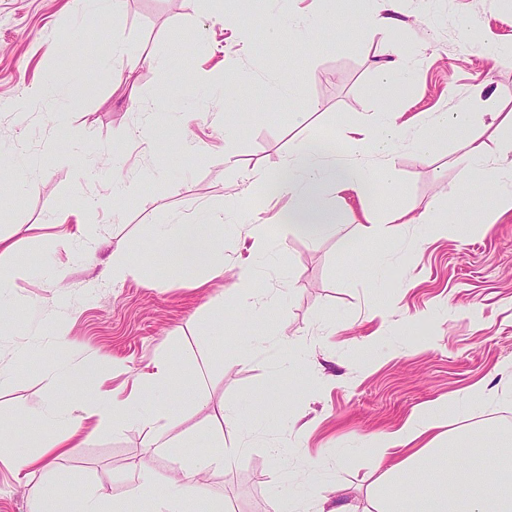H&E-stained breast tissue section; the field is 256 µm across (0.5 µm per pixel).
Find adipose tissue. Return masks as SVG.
Listing matches in <instances>:
<instances>
[{
    "instance_id": "1",
    "label": "adipose tissue",
    "mask_w": 512,
    "mask_h": 512,
    "mask_svg": "<svg viewBox=\"0 0 512 512\" xmlns=\"http://www.w3.org/2000/svg\"><path fill=\"white\" fill-rule=\"evenodd\" d=\"M469 121L466 112L430 113L409 136L419 158L429 160L438 137ZM403 137L401 115L387 105L346 129L344 149H331L326 140L311 135L289 154L274 175L258 170L252 177L270 187L272 195L287 197L289 222L299 227L315 225L317 234L322 235L332 230L321 208L325 190L333 186L362 200L369 188L381 183L394 185L396 168L388 157ZM368 148L385 158L378 171H371L366 162L364 151ZM459 162L467 181L487 183L493 190V208L476 212L475 223L490 224L512 211V168L490 165L487 146L478 135L468 136ZM223 225V212L210 210L197 221L161 225L156 236L163 243L175 242L188 265L206 264L211 276L220 278L224 275L223 251L209 239L208 232ZM173 371L172 363L158 360L154 371L145 375L128 398H107L96 394L97 371L89 363L81 370L92 391L89 401L64 405L56 394L71 379L72 371L58 364L50 366L43 375L48 399L22 411L23 417L47 428V435L32 441L0 419V447L9 451L7 466L26 476L47 471L52 459L65 454L71 440L81 435L89 421L98 431L118 432L136 424L151 432V448L170 447V440L163 437L168 415L156 402L163 397ZM433 427V421L412 416L399 428L377 438L375 465L381 469L384 483L397 489L382 512H512V473L492 477L475 461L459 464L454 449L449 447L413 449V442ZM208 440L215 455L182 465L172 474L162 477L145 465L134 468L130 494L153 501L154 512H182L183 503L190 499L203 501L204 512H224L223 500L207 495L202 475L213 468H232L239 451L225 447L223 433L209 434ZM397 448L406 449V456H394Z\"/></svg>"
}]
</instances>
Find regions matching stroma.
I'll use <instances>...</instances> for the list:
<instances>
[{
  "instance_id": "stroma-1",
  "label": "stroma",
  "mask_w": 512,
  "mask_h": 512,
  "mask_svg": "<svg viewBox=\"0 0 512 512\" xmlns=\"http://www.w3.org/2000/svg\"><path fill=\"white\" fill-rule=\"evenodd\" d=\"M371 8L370 0L353 9L326 0L316 35L298 44L268 37V0H224L220 14L185 0H123L106 16L76 0H0V184L8 188L0 233L15 244L12 262L27 270L9 290L10 324L0 332V414L44 401L51 363L98 360L108 393L129 391L158 359L178 368L166 403L177 453H151L137 426L78 438L52 461L74 487L119 512H150L127 492L131 469L147 460L170 473L180 459L207 455V434L220 429L225 446L241 449L233 469L207 475L224 512H270L277 500L313 497L331 482L343 502L376 512L381 433L424 411L439 434L457 437L456 453L466 458L463 426L512 425V405L498 399L450 414L466 393L496 392L512 375V212L482 230L473 224L491 199L463 184L454 163L466 133L438 141L429 161L398 142L396 186L378 187L368 200L382 216L443 200L455 218L444 233L395 223L370 236L358 200L341 209L331 198L340 229L315 243L275 223L251 177L274 173L304 141L293 113H309L315 131L338 143L375 111L383 99L374 70L391 47L415 61L395 98L404 120L474 112L476 132L496 147L502 128L490 115L512 113V56L492 60L481 47L512 44V0H401L402 22L386 34L357 24ZM116 44L128 53L113 61ZM46 80L54 93L30 98ZM281 81L297 96H273ZM478 87L482 98H472ZM191 103L198 116L187 123ZM59 111L67 114L62 129L52 121ZM148 115L159 142L143 152L128 134ZM188 130L198 149H173ZM131 175L139 183L132 200L79 215L83 197ZM205 208L224 212L214 233L224 275L197 288L198 270L154 229ZM250 224L266 225L273 239L264 254L246 235ZM76 230L100 241L93 262L68 259L61 246L60 236ZM118 247L139 276L103 278ZM379 260L388 268L376 277ZM243 262L277 296L267 314L239 316L235 272ZM219 304L220 324L209 318ZM298 349L299 372L283 377ZM270 390L273 403L258 404ZM222 403L237 410L226 424L210 414ZM34 484L0 463V512H28Z\"/></svg>"
}]
</instances>
